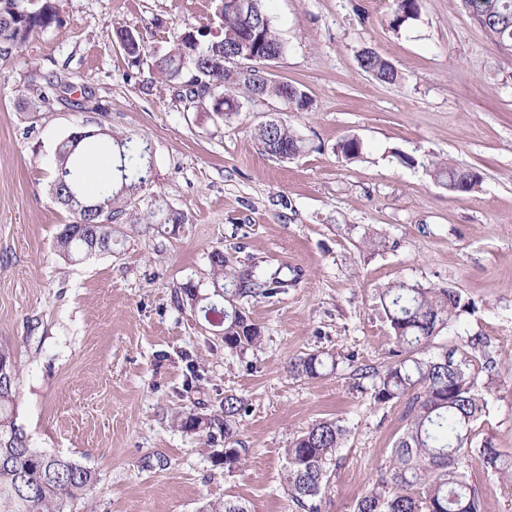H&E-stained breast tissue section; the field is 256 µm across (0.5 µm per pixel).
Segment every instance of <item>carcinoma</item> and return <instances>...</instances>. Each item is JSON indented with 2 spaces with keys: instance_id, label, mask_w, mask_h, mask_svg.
<instances>
[{
  "instance_id": "carcinoma-1",
  "label": "carcinoma",
  "mask_w": 512,
  "mask_h": 512,
  "mask_svg": "<svg viewBox=\"0 0 512 512\" xmlns=\"http://www.w3.org/2000/svg\"><path fill=\"white\" fill-rule=\"evenodd\" d=\"M476 21L507 50L512 51V0H462ZM419 14L418 0H395L391 26L400 29ZM60 24L58 0H0V50L6 59L22 49L30 39ZM132 62L152 59V71L170 86H181L187 72L196 76L197 90L186 97L191 101L206 93L211 85L224 88L221 101L207 100L210 110H221L230 119L251 102L252 92L260 89L271 98L285 88L293 93L288 108L306 112L311 99L299 87L286 82L264 81L262 72L230 80L224 59L249 42L252 55L279 58L285 45L263 7V0H218L214 16L205 31H183L175 35L169 48L151 49L144 38L127 29L116 31ZM359 65L376 80L394 84L398 71L373 51L360 55ZM255 139L268 155L288 159L300 155L305 144L285 121L260 123ZM90 145L105 146L112 154V178L89 185L85 169L77 157ZM346 159L362 152V145L346 138L336 146ZM151 148L112 132L86 135L78 141L63 140L55 152L51 191L59 204L73 214L70 232L57 234L55 244L64 257L79 261L112 247V219L122 212L121 205L138 195L148 182ZM436 180L452 192L465 193L476 188L480 175L474 169L451 163H433ZM100 203L92 214L86 206ZM213 269L212 291L202 294L188 281L181 293L195 302L205 320L219 318L224 327V348L242 351L262 340L261 330L251 321L245 303L267 298L288 280L257 272L256 266L239 267L222 251L210 257ZM380 303L390 329L389 362L382 368H364L360 378L372 379L371 398L378 404L404 401L406 420L396 440L388 466L376 485L356 502L353 512H481L479 489L469 471L477 459L486 472L512 477V456L486 443L473 447L474 427L487 408V400L477 389L473 362L481 339L458 337L454 345H440L437 339L457 313L466 306L462 295L452 288H425L399 280L380 295ZM0 512H66L69 503L91 496L97 484L95 473L61 455L48 454L31 446L27 434L17 423L18 383L13 355L0 346ZM331 363L313 353L289 362L295 377L314 378ZM244 410L241 398L228 394L220 412L205 417L194 410L175 413L174 422L185 431L201 428L209 437L220 433L224 441L235 437L237 416ZM349 428L340 419L313 423L284 449V484L297 512H320L321 491L327 482L326 464L343 448ZM203 512H248L245 503L226 498L209 504Z\"/></svg>"
}]
</instances>
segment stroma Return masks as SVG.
I'll use <instances>...</instances> for the list:
<instances>
[{
  "mask_svg": "<svg viewBox=\"0 0 512 512\" xmlns=\"http://www.w3.org/2000/svg\"><path fill=\"white\" fill-rule=\"evenodd\" d=\"M58 4L61 27L0 59V345L14 356L31 445L97 476L67 512H202L228 497L249 512H296L283 450L322 418L350 429L323 512H353L406 424L403 403H374L354 378L389 360L379 295L398 280L468 300L442 341L482 337L477 388L488 406L474 442L512 456V52L461 0H419L418 19L397 31L394 0H266L286 47L270 72L312 100L281 115L305 143L291 159L253 138L269 105L229 119L187 107L150 60L132 66L115 34L167 47L206 24L215 0ZM367 48L397 69L396 84L360 68ZM55 73L81 104L49 88ZM99 128L147 142L152 170L116 219L111 252L72 262L55 248L72 220L50 191L55 150ZM346 137L360 139V157L337 152ZM433 161L481 181L450 192ZM160 209L186 220L150 222ZM216 250L288 281L248 304L263 340L242 354L173 300L188 281L209 291ZM311 352L335 357L336 370L292 376L290 358ZM191 363L201 374L192 384ZM228 394L245 402L239 470L225 467L223 439L172 423L185 406L219 412Z\"/></svg>",
  "mask_w": 512,
  "mask_h": 512,
  "instance_id": "obj_1",
  "label": "stroma"
}]
</instances>
